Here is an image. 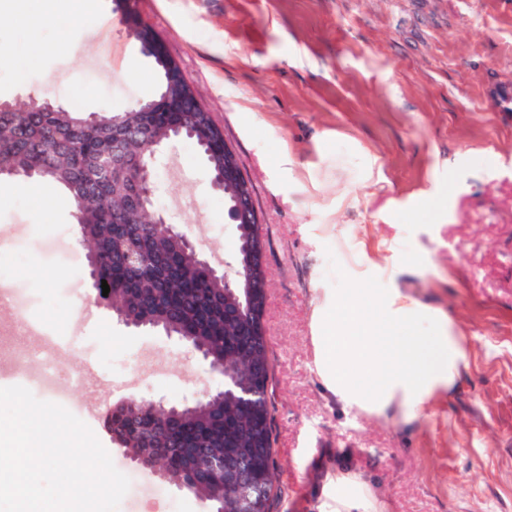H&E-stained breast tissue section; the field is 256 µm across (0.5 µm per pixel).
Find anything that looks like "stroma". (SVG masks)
I'll list each match as a JSON object with an SVG mask.
<instances>
[{
    "mask_svg": "<svg viewBox=\"0 0 512 512\" xmlns=\"http://www.w3.org/2000/svg\"><path fill=\"white\" fill-rule=\"evenodd\" d=\"M223 130L265 239L278 512H321L336 473L384 512H512V0H135ZM69 51L52 45L74 29ZM161 71L114 0H64L41 25L0 14V101L83 113L157 97ZM196 146L169 147L156 204L209 256L237 232ZM0 287L73 337L55 377L68 409L181 403L221 376L164 333L124 326L97 297L58 186L0 178ZM398 288L472 343L459 391L410 425L353 417L312 370V312L336 288ZM124 395L75 385L86 365ZM118 512H207L116 447Z\"/></svg>",
    "mask_w": 512,
    "mask_h": 512,
    "instance_id": "1",
    "label": "stroma"
}]
</instances>
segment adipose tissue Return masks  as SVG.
<instances>
[{"instance_id": "1", "label": "adipose tissue", "mask_w": 512, "mask_h": 512, "mask_svg": "<svg viewBox=\"0 0 512 512\" xmlns=\"http://www.w3.org/2000/svg\"><path fill=\"white\" fill-rule=\"evenodd\" d=\"M313 368L347 413L414 423L452 393L471 345L452 316L398 288H339L314 312ZM323 512H383L367 483L331 478Z\"/></svg>"}]
</instances>
